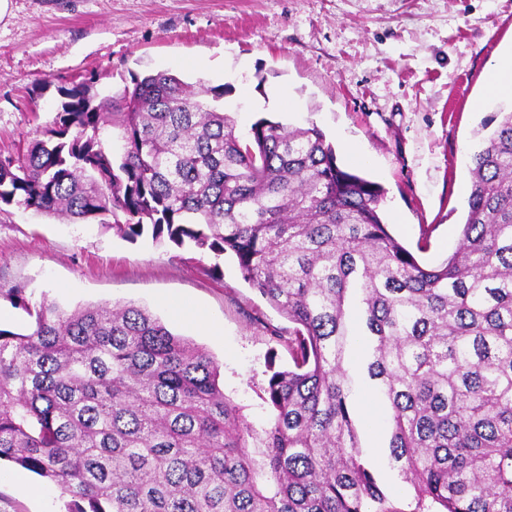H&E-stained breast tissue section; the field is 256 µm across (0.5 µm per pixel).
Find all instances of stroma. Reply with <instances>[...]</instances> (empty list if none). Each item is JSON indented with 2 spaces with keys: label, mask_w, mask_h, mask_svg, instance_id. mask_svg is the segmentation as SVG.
<instances>
[{
  "label": "stroma",
  "mask_w": 512,
  "mask_h": 512,
  "mask_svg": "<svg viewBox=\"0 0 512 512\" xmlns=\"http://www.w3.org/2000/svg\"><path fill=\"white\" fill-rule=\"evenodd\" d=\"M512 51V0H10L0 17V151L52 121L61 87L94 77L100 95L132 74L173 71L224 88L240 135L262 118L317 125L340 163L385 189L391 233L427 265L452 254L467 215L470 156L508 99L486 96L487 72ZM134 303L221 365L224 393L255 430L274 415L267 380L291 367L293 325L217 257L97 222L70 224L0 205V327L29 333L14 307ZM191 305L208 322L175 314ZM363 450L389 490L410 494L390 469L381 401L363 384ZM28 488L0 474V512H66L61 490L36 475Z\"/></svg>",
  "instance_id": "1"
}]
</instances>
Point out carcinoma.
<instances>
[{"label":"carcinoma","mask_w":512,"mask_h":512,"mask_svg":"<svg viewBox=\"0 0 512 512\" xmlns=\"http://www.w3.org/2000/svg\"><path fill=\"white\" fill-rule=\"evenodd\" d=\"M60 94L40 137L0 153V204L232 252L294 324L293 366L268 379L259 433L214 357L148 310L43 302L32 332L0 329V462L59 487L67 512H512V111L472 156L459 247L423 266L381 185L314 124L261 118L243 139L224 86L169 72ZM354 336L405 499L362 451Z\"/></svg>","instance_id":"1"}]
</instances>
